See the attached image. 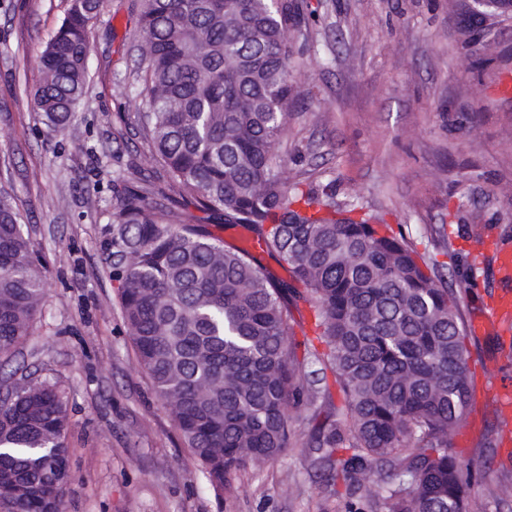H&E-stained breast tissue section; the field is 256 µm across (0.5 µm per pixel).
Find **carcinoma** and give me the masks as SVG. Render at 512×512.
<instances>
[{
	"mask_svg": "<svg viewBox=\"0 0 512 512\" xmlns=\"http://www.w3.org/2000/svg\"><path fill=\"white\" fill-rule=\"evenodd\" d=\"M101 0H71L41 54L34 104L63 132L87 82L88 28ZM465 14L491 34L508 5ZM290 0H140L141 132L164 169L113 197L108 248L139 365L219 492L295 436L287 407L311 405L313 356L328 388L308 447L346 486L345 512H485L450 433L474 401L462 291L447 264L357 204L288 186L273 154L293 97ZM191 206L246 226L287 266L275 283L246 249L224 248ZM43 272L0 196V367L41 312ZM311 337L299 342L300 305ZM328 350L318 352L315 342ZM68 411L56 383L0 385V512H65Z\"/></svg>",
	"mask_w": 512,
	"mask_h": 512,
	"instance_id": "obj_1",
	"label": "carcinoma"
}]
</instances>
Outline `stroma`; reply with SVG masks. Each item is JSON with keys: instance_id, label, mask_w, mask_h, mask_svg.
I'll return each mask as SVG.
<instances>
[{"instance_id": "obj_1", "label": "stroma", "mask_w": 512, "mask_h": 512, "mask_svg": "<svg viewBox=\"0 0 512 512\" xmlns=\"http://www.w3.org/2000/svg\"><path fill=\"white\" fill-rule=\"evenodd\" d=\"M310 37L275 152L289 183L383 216L419 251L452 252L445 280L463 315L504 288L491 254L457 236L486 224L512 248V19L462 43V0H297ZM70 0H0V191L25 219L45 274L40 314L15 364L68 400L66 512H343L312 453L294 444L215 492L140 369L125 328L106 229L122 180L161 169L138 130L144 105L137 0H103L88 32L86 95L67 134L33 104L40 56ZM447 238L435 236L436 225ZM476 403L453 444L481 471L473 497L512 512V414L491 396L512 380V327L469 335Z\"/></svg>"}]
</instances>
